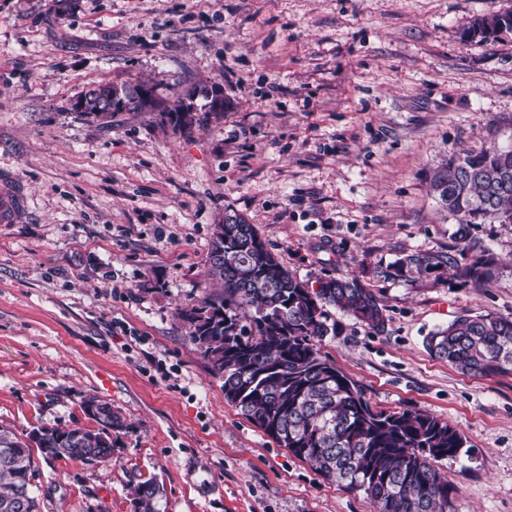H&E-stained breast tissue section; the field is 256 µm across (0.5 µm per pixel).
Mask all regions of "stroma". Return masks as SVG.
Returning <instances> with one entry per match:
<instances>
[{"mask_svg":"<svg viewBox=\"0 0 512 512\" xmlns=\"http://www.w3.org/2000/svg\"><path fill=\"white\" fill-rule=\"evenodd\" d=\"M512 0H0V169L26 186L0 224V426L125 421L112 457L36 458L41 512H377L224 399L181 308L212 289V227L243 214L309 283L358 277L384 331L331 310L319 344L380 408L448 421L467 450L437 469L455 512H512V375L473 378L424 338L463 313L512 316V224L471 228L496 261L476 286L403 276L413 251L458 255L430 189L449 158L512 144V32L464 38ZM167 99L221 85L229 102L182 136L155 112L109 124L73 111L105 83ZM135 512H158L157 503L162 494V488L153 479L140 482L135 490Z\"/></svg>","mask_w":512,"mask_h":512,"instance_id":"obj_1","label":"stroma"}]
</instances>
